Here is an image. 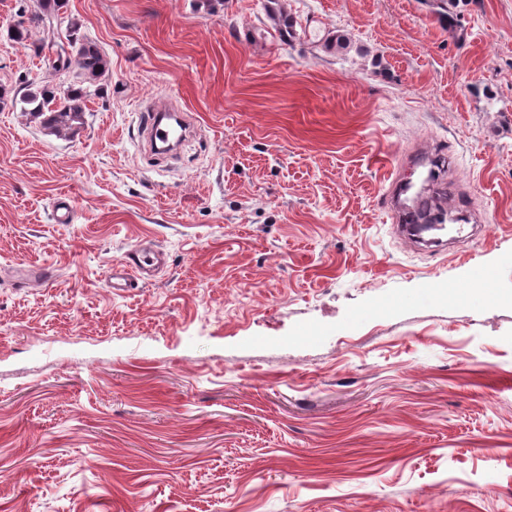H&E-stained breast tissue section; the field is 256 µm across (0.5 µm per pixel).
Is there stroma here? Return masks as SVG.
Masks as SVG:
<instances>
[{"label": "stroma", "mask_w": 512, "mask_h": 512, "mask_svg": "<svg viewBox=\"0 0 512 512\" xmlns=\"http://www.w3.org/2000/svg\"><path fill=\"white\" fill-rule=\"evenodd\" d=\"M438 2L282 0L323 24L275 45L267 0H67L82 124L0 103V512H512V0ZM14 6L0 89L60 84ZM425 156L473 240H399ZM144 239L164 272L113 293ZM167 110L180 112V109L167 99L154 100L146 110L142 130L146 142L153 147L156 141H164L170 135L167 116L172 114L166 112Z\"/></svg>", "instance_id": "stroma-1"}]
</instances>
